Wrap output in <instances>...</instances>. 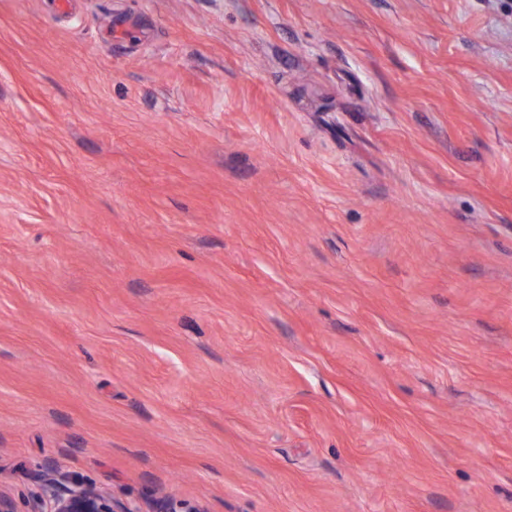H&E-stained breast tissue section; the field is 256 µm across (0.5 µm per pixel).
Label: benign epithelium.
Instances as JSON below:
<instances>
[{
  "instance_id": "obj_1",
  "label": "benign epithelium",
  "mask_w": 512,
  "mask_h": 512,
  "mask_svg": "<svg viewBox=\"0 0 512 512\" xmlns=\"http://www.w3.org/2000/svg\"><path fill=\"white\" fill-rule=\"evenodd\" d=\"M39 483L44 512H139L104 488L73 480L50 464L40 471Z\"/></svg>"
}]
</instances>
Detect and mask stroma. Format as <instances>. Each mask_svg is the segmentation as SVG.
I'll return each mask as SVG.
<instances>
[{
	"instance_id": "1",
	"label": "stroma",
	"mask_w": 512,
	"mask_h": 512,
	"mask_svg": "<svg viewBox=\"0 0 512 512\" xmlns=\"http://www.w3.org/2000/svg\"><path fill=\"white\" fill-rule=\"evenodd\" d=\"M512 512L503 0H0V494ZM39 483V503L46 510L29 512H140L111 498L104 488L73 480L50 464L40 471Z\"/></svg>"
}]
</instances>
